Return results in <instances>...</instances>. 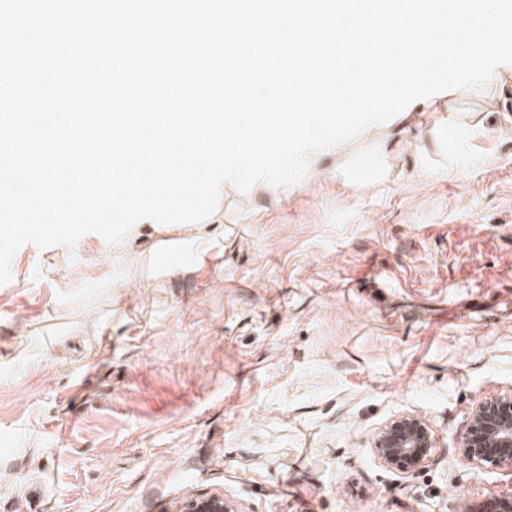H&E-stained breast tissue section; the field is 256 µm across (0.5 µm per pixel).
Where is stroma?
Wrapping results in <instances>:
<instances>
[{"mask_svg":"<svg viewBox=\"0 0 512 512\" xmlns=\"http://www.w3.org/2000/svg\"><path fill=\"white\" fill-rule=\"evenodd\" d=\"M185 228L32 244L0 285V512H480L512 392V64ZM434 432L417 470L377 433ZM459 445L458 451L468 463L512 470V393L480 400L472 410L469 428L460 436ZM432 448L434 437L429 425L412 415L391 420L375 439L379 457L396 471L420 467L429 458ZM181 512H235L232 505L223 496L210 495L204 498H192L181 507Z\"/></svg>","mask_w":512,"mask_h":512,"instance_id":"obj_1","label":"stroma"}]
</instances>
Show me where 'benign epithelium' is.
<instances>
[{"label": "benign epithelium", "mask_w": 512, "mask_h": 512, "mask_svg": "<svg viewBox=\"0 0 512 512\" xmlns=\"http://www.w3.org/2000/svg\"><path fill=\"white\" fill-rule=\"evenodd\" d=\"M461 457L472 464L512 470V393L480 400L473 408L469 428L459 438ZM434 437L422 419L403 415L393 419L377 435L375 450L386 466L396 471L418 468L429 458ZM181 512H235L220 495L192 498ZM482 512H512V494H491Z\"/></svg>", "instance_id": "obj_1"}]
</instances>
